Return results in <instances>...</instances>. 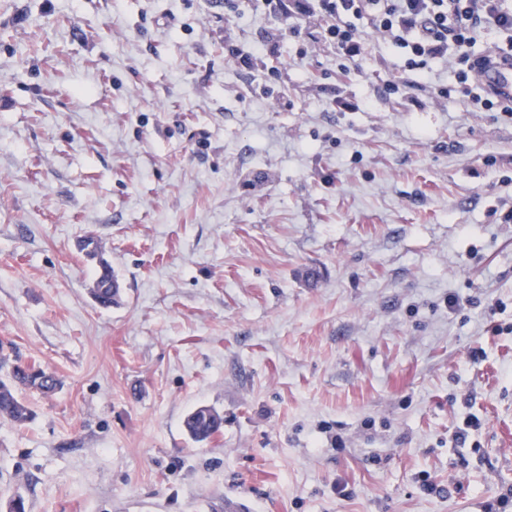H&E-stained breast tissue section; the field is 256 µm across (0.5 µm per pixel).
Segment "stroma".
Here are the masks:
<instances>
[{
    "mask_svg": "<svg viewBox=\"0 0 512 512\" xmlns=\"http://www.w3.org/2000/svg\"><path fill=\"white\" fill-rule=\"evenodd\" d=\"M325 24L0 0V340L61 381L0 419V512H484L512 488V119L435 97L444 59L385 93L401 59L371 32L339 79ZM200 406L224 416L204 444ZM91 294L95 302L103 308L111 307L119 298L118 281L112 274L110 266L102 259H99L95 288L91 290ZM224 418L214 409L200 406L190 412L184 422L188 435L196 442L211 440L223 428Z\"/></svg>",
    "mask_w": 512,
    "mask_h": 512,
    "instance_id": "1",
    "label": "stroma"
}]
</instances>
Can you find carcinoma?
Returning a JSON list of instances; mask_svg holds the SVG:
<instances>
[{
	"label": "carcinoma",
	"instance_id": "obj_1",
	"mask_svg": "<svg viewBox=\"0 0 512 512\" xmlns=\"http://www.w3.org/2000/svg\"><path fill=\"white\" fill-rule=\"evenodd\" d=\"M95 302L108 308L117 302L119 296L118 281L110 266L99 261V270L95 288L91 290ZM0 418L15 425H24L32 419V411L20 396L23 390H36L43 394L55 393L61 385L58 377L39 364H23L10 360L5 352V344L0 343ZM224 418L214 409L200 406L190 412L184 422L188 435L196 442L211 440L223 428Z\"/></svg>",
	"mask_w": 512,
	"mask_h": 512
}]
</instances>
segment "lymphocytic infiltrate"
<instances>
[{
    "label": "lymphocytic infiltrate",
    "instance_id": "f902f5d3",
    "mask_svg": "<svg viewBox=\"0 0 512 512\" xmlns=\"http://www.w3.org/2000/svg\"><path fill=\"white\" fill-rule=\"evenodd\" d=\"M314 9L330 20L324 38L341 76L368 50L366 25L385 46L401 50L402 69L416 84L425 82L433 61L454 57V80L476 110L512 118V94L483 80L490 69L512 67V0H315ZM483 37L490 40L486 50L471 54Z\"/></svg>",
    "mask_w": 512,
    "mask_h": 512
}]
</instances>
